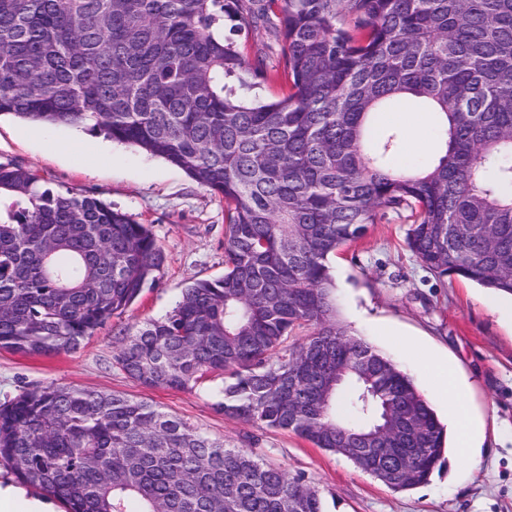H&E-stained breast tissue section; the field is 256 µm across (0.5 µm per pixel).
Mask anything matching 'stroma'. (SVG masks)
Instances as JSON below:
<instances>
[{
  "instance_id": "35a3bbf8",
  "label": "stroma",
  "mask_w": 512,
  "mask_h": 512,
  "mask_svg": "<svg viewBox=\"0 0 512 512\" xmlns=\"http://www.w3.org/2000/svg\"><path fill=\"white\" fill-rule=\"evenodd\" d=\"M398 124L419 119L424 139L402 146L395 162L423 168L443 143L431 113L396 105ZM82 125L44 126L0 117V163L39 174L45 186L111 203L151 225L166 262L156 283L120 318L136 329L163 317L190 283L224 272V205L180 169L144 150L101 138L100 152L83 144ZM407 212L387 211L329 263L340 321L402 367L431 395L425 372L411 368L409 343L427 347L457 371L485 437L474 460L449 456L431 481L396 491L341 456L292 433L252 426L215 410L208 386L190 391L148 389L114 363L111 327L79 350L54 357L0 352V403L50 383L74 385L151 402L231 446L254 449L268 463L304 475L322 495L324 512H512V323L486 303L490 292L423 267L405 244Z\"/></svg>"
}]
</instances>
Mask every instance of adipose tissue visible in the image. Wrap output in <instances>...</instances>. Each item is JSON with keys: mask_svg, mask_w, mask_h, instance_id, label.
<instances>
[{"mask_svg": "<svg viewBox=\"0 0 512 512\" xmlns=\"http://www.w3.org/2000/svg\"><path fill=\"white\" fill-rule=\"evenodd\" d=\"M412 357L418 358L431 368L437 387L448 395L451 406L448 410V426L458 438L462 456H471L477 437V427L468 404L461 393L456 376L448 364L436 359L424 348H410ZM0 512H57L53 499L30 492L23 486L0 480Z\"/></svg>", "mask_w": 512, "mask_h": 512, "instance_id": "obj_1", "label": "adipose tissue"}]
</instances>
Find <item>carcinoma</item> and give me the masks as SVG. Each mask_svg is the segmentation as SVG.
Wrapping results in <instances>:
<instances>
[{
	"mask_svg": "<svg viewBox=\"0 0 512 512\" xmlns=\"http://www.w3.org/2000/svg\"><path fill=\"white\" fill-rule=\"evenodd\" d=\"M279 12L283 72L214 30L224 0H0V115L82 124L183 170L224 204V275L115 332L141 385L291 432L396 491L448 434L413 378L338 319L328 262L383 209L440 276L512 295V0H234ZM284 76L265 100L256 78ZM405 97L445 151L394 165ZM0 351L73 353L157 280L152 230L0 164ZM0 459L67 512H324L320 491L147 402L48 384L0 403Z\"/></svg>",
	"mask_w": 512,
	"mask_h": 512,
	"instance_id": "carcinoma-1",
	"label": "carcinoma"
}]
</instances>
